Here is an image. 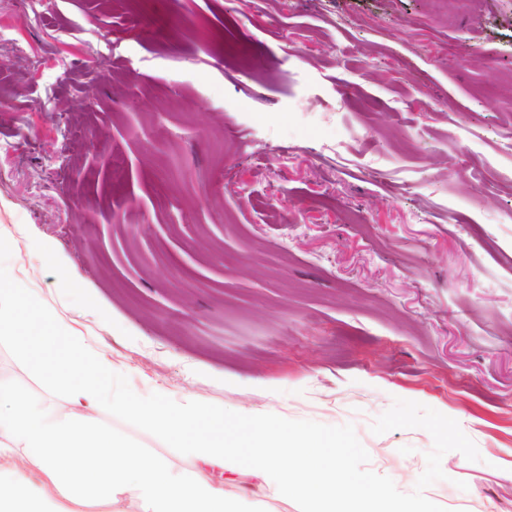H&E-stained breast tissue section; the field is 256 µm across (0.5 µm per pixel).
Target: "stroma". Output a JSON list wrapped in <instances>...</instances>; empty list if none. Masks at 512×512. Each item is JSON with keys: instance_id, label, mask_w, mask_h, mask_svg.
Listing matches in <instances>:
<instances>
[{"instance_id": "35a3bbf8", "label": "stroma", "mask_w": 512, "mask_h": 512, "mask_svg": "<svg viewBox=\"0 0 512 512\" xmlns=\"http://www.w3.org/2000/svg\"><path fill=\"white\" fill-rule=\"evenodd\" d=\"M1 88L15 272L125 394L264 409L440 512H512V0H0ZM0 377L66 404L7 340Z\"/></svg>"}]
</instances>
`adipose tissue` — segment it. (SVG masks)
Wrapping results in <instances>:
<instances>
[{
	"mask_svg": "<svg viewBox=\"0 0 512 512\" xmlns=\"http://www.w3.org/2000/svg\"><path fill=\"white\" fill-rule=\"evenodd\" d=\"M70 329L62 318L40 315L28 281L0 264V339L14 340L68 398L62 409L0 381V512L83 506L128 490L143 512H241L211 480L209 464L262 477L284 495L301 494L316 512H437L431 498L392 495L375 472L354 470L336 439L269 414L246 412L230 421L200 400L170 402L161 390L145 401L129 398L113 389L110 361L67 343ZM103 408L161 430L201 468L174 469L116 439L98 420Z\"/></svg>",
	"mask_w": 512,
	"mask_h": 512,
	"instance_id": "ef3b65f1",
	"label": "adipose tissue"
}]
</instances>
